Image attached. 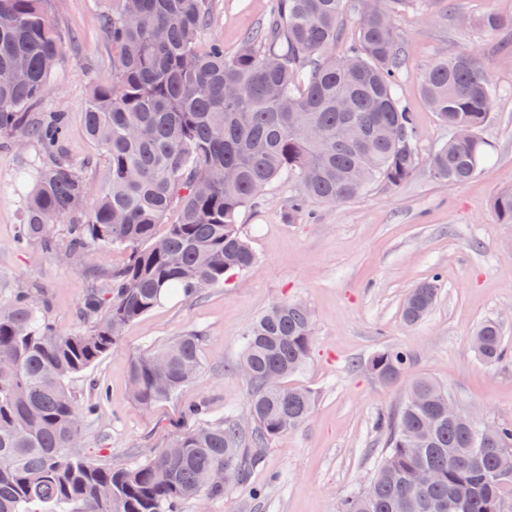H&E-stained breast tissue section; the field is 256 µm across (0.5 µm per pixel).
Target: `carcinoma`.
<instances>
[{
	"mask_svg": "<svg viewBox=\"0 0 512 512\" xmlns=\"http://www.w3.org/2000/svg\"><path fill=\"white\" fill-rule=\"evenodd\" d=\"M412 0H363L357 41L336 44L347 0H274L268 19L233 52L201 47L214 0H107L100 21L112 44V77L92 89L86 132L111 170L98 190L65 153L67 122L30 111L50 89L65 40L52 0H0V134L38 147L22 181L18 243L82 263L106 249L130 251L128 262L96 277L81 310L87 324L59 332L45 314L40 288H18L0 307V512H177L180 503L218 499L245 483L270 441L302 426L312 391L285 385L307 362L311 316L281 302L243 336L233 370L250 385L242 429L235 415L207 419V407L181 412L189 425L167 447L133 468H107L74 454L83 422L69 389L171 292L188 296L252 268L257 257L241 236V210L275 181L296 192L288 217L311 201L335 205L373 185L396 188L417 170L413 113L398 96L401 46L393 15ZM486 32L512 30V19L485 13ZM424 99L448 127L429 160L450 185L473 178L491 157L483 136L494 89L472 51L437 57L420 76ZM177 220L157 235L171 209ZM493 209L512 224V189ZM67 223L59 237L55 225ZM439 276L408 291L402 318L411 324L434 306ZM475 353L487 365L503 360L500 324L476 330ZM201 336L189 332L135 357V402L150 407L173 398L201 366ZM411 355L387 346L369 359L382 382L399 383ZM443 386L409 380L398 408L376 422L385 448L368 487L346 497L339 512H508L512 423L493 441L464 419L448 418ZM226 480L209 481L211 472Z\"/></svg>",
	"mask_w": 512,
	"mask_h": 512,
	"instance_id": "cac0c4a2",
	"label": "carcinoma"
}]
</instances>
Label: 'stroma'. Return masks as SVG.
<instances>
[{"label": "stroma", "mask_w": 512, "mask_h": 512, "mask_svg": "<svg viewBox=\"0 0 512 512\" xmlns=\"http://www.w3.org/2000/svg\"><path fill=\"white\" fill-rule=\"evenodd\" d=\"M271 0H217L207 36L236 50L267 18ZM493 12L512 18V0H455V12L430 22L423 0L397 13L402 68L400 96L413 112L419 164L408 183L370 187L339 204L312 203L289 218L294 184L277 181L243 209L238 227L258 256L252 268L196 297L176 293L133 322L124 336L69 387L80 406L98 405L85 421L79 453L105 467H131L165 448L181 431L186 405L205 400L212 417L244 414L250 387L233 372L248 328L272 305L302 302L314 322L311 357L288 378L315 394L300 428L271 441L247 484L219 499L189 500L179 512H338L342 500L371 479L384 436L379 416L399 405L403 384L381 383L369 370L372 354L399 346L412 354L411 372L448 388L490 422H512V224L492 206L512 188V51L501 36L467 25ZM98 0H53L66 37L65 55L38 112L67 117L65 150L99 188L109 183L107 161L85 134L92 88L112 76V47L99 22ZM476 51L494 90L485 137L495 147L483 170L466 183L435 181L429 158L448 130L425 103L419 74L438 56ZM35 156L17 137L0 136V304L20 287L48 293L49 320L63 332L78 326L79 310L97 273L127 263L110 249L84 265L52 258L34 244L15 243L22 222L18 175ZM442 276L437 301L420 322L401 318L405 294L433 273ZM500 323L508 356L489 366L471 338L485 320ZM201 337L199 376L172 400L144 408L133 400L131 360L177 336Z\"/></svg>", "instance_id": "35a3bbf8"}]
</instances>
